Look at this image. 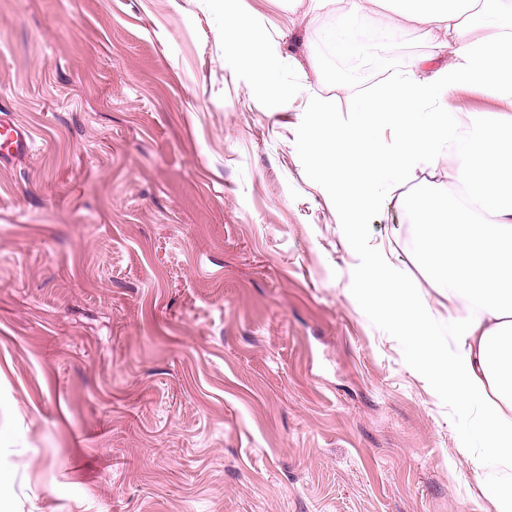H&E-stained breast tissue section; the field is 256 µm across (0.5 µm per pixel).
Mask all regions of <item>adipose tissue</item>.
<instances>
[{
  "mask_svg": "<svg viewBox=\"0 0 512 512\" xmlns=\"http://www.w3.org/2000/svg\"><path fill=\"white\" fill-rule=\"evenodd\" d=\"M378 3L388 15L370 39H390L402 20L446 60L432 69L415 64L342 120L330 100L310 99L306 86L276 87L280 51L273 44L252 53L244 17L225 14L224 49L250 59L257 81L275 86L279 99L297 98L312 113L310 150L332 176L337 208L354 219L391 200L410 206L417 259L441 305L396 265L392 248L372 254L359 291L382 302L424 377L440 385L468 427L473 444L460 449V464H474L479 447L484 466L512 470V0H310L307 10L332 8L342 19ZM467 90L508 109H450ZM384 129L393 147L382 143ZM439 184L464 192L433 195ZM440 311L446 342L436 334Z\"/></svg>",
  "mask_w": 512,
  "mask_h": 512,
  "instance_id": "obj_1",
  "label": "adipose tissue"
}]
</instances>
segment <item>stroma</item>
<instances>
[{
  "mask_svg": "<svg viewBox=\"0 0 512 512\" xmlns=\"http://www.w3.org/2000/svg\"><path fill=\"white\" fill-rule=\"evenodd\" d=\"M290 0H0V108L34 153L0 165V512H495L494 475L378 300L355 295L396 241L423 293L413 214L357 218L225 54V9L284 53L279 82L337 57ZM376 87L435 56L408 23Z\"/></svg>",
  "mask_w": 512,
  "mask_h": 512,
  "instance_id": "1",
  "label": "stroma"
}]
</instances>
